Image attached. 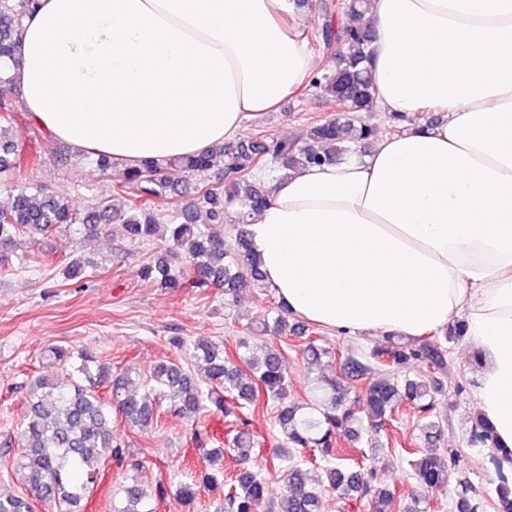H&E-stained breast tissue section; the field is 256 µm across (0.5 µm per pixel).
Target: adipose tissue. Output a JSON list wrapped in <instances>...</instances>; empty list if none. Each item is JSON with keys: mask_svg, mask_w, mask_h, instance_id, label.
<instances>
[{"mask_svg": "<svg viewBox=\"0 0 512 512\" xmlns=\"http://www.w3.org/2000/svg\"><path fill=\"white\" fill-rule=\"evenodd\" d=\"M363 20L394 128L366 156L269 179L249 226L262 272L327 330L422 337L464 318L477 408L512 449V0H368ZM304 25L291 0H39L11 75L36 126L123 171L276 110L319 65Z\"/></svg>", "mask_w": 512, "mask_h": 512, "instance_id": "1", "label": "adipose tissue"}]
</instances>
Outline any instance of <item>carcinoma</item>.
Segmentation results:
<instances>
[{"mask_svg": "<svg viewBox=\"0 0 512 512\" xmlns=\"http://www.w3.org/2000/svg\"><path fill=\"white\" fill-rule=\"evenodd\" d=\"M359 2L320 4L322 23L306 32L310 45L336 61L330 72L309 79L306 93L342 100L351 118L312 121L301 142L263 135L162 165L148 160L123 172L113 170V163L102 157L99 167L111 176L112 195L122 198L119 207L103 198L79 209L68 197L49 194L26 182L28 169L53 153V140L31 124L40 149L27 154L17 143V119L8 100L16 88L0 71V86L8 91L0 98V177L14 192L12 205L0 210V250L9 249L24 235L44 238L67 228L77 235L92 236L118 223L132 237L160 238L159 251L141 268V279L156 288L171 293L184 288H222L224 303L229 305L242 288L269 287L248 230L250 215L269 197L254 171L268 165L277 172L333 162L351 145H364L377 133L376 126L364 117L373 111L375 88L362 67L371 34L362 22L363 13L357 10ZM33 5L34 0H0V63L20 65L19 32ZM347 76L354 77V83L344 91L341 84ZM214 168L224 172V183L202 185L196 201L181 214L164 226L156 223L157 212L181 183ZM226 220L235 234L232 252L225 250ZM289 318L287 306L278 300L255 316L250 327L260 336L297 333L306 371H327L311 402L288 399L283 353L267 345L261 356L248 358L240 353L243 348L250 349L244 341L229 351L222 342L199 338L187 345L186 359L203 370L205 381L180 362L162 360L140 388L133 387L130 373L114 376L107 363L90 353L49 348L47 365L61 374L39 375L32 381L19 435L20 452L13 461L28 496H1L0 512H34L36 501L55 506L57 512H80L81 502L100 479L106 461L133 472L144 468L122 444L112 425V413L128 425L145 428L159 423L166 400L170 411L186 419L203 410L234 417L232 445L244 467L229 477L224 512H260L263 507L268 512H322V494L327 489L347 501H368L370 512H395V492L366 461L377 449L388 447L382 435L388 434L407 405L420 414L427 448L401 449L417 487L403 512H430L425 491L446 485L449 473L460 462L454 449L439 450L444 430L436 406L448 389L447 345L465 338V323L447 328L441 342L418 343L389 335L385 344L367 353L340 355L317 344L308 335L309 328L291 324ZM414 362L424 364L426 371L413 376L407 373ZM365 379L368 384L356 390V383ZM263 398L276 408V421L286 437L280 455L288 458V467L282 470L283 491L277 495L258 473L245 466L250 451L259 443L242 410L256 407ZM471 442L490 448L487 481L494 512H512V484L504 473V464H512V450L499 446L493 430L480 417L472 426ZM305 449L318 452L323 465L309 467L295 460ZM119 493L124 507L116 512H155L154 502L166 498L168 489L159 482L149 490L134 477ZM177 495L185 508H194L196 483L180 484ZM451 512H483V502L468 496L464 485L451 503Z\"/></svg>", "mask_w": 512, "mask_h": 512, "instance_id": "cac0c4a2", "label": "carcinoma"}]
</instances>
